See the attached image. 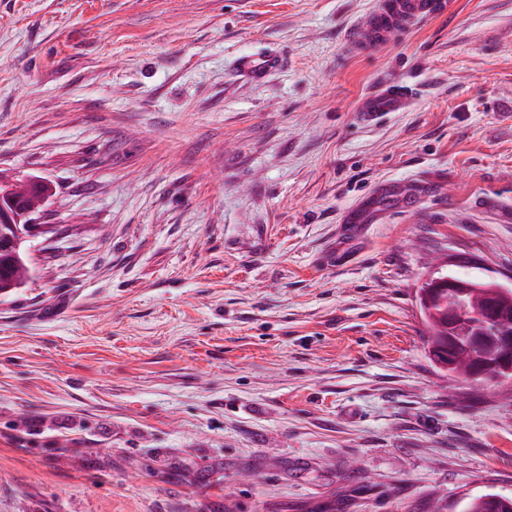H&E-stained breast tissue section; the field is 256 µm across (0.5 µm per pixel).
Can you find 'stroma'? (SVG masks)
<instances>
[{"mask_svg": "<svg viewBox=\"0 0 512 512\" xmlns=\"http://www.w3.org/2000/svg\"><path fill=\"white\" fill-rule=\"evenodd\" d=\"M374 2L0 0V176L50 186L0 300V512L512 496V387L447 395L415 302L434 256L512 283V0L349 56ZM384 78L412 104L364 121Z\"/></svg>", "mask_w": 512, "mask_h": 512, "instance_id": "1", "label": "stroma"}]
</instances>
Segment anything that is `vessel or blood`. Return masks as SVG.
I'll return each mask as SVG.
<instances>
[{"label": "vessel or blood", "instance_id": "1", "mask_svg": "<svg viewBox=\"0 0 512 512\" xmlns=\"http://www.w3.org/2000/svg\"><path fill=\"white\" fill-rule=\"evenodd\" d=\"M440 7L439 0H376L365 24L349 40L347 51L355 57L366 56L395 41L419 20L436 14ZM408 104L404 84L395 82L364 97L358 110L367 120L374 121L386 113L401 111Z\"/></svg>", "mask_w": 512, "mask_h": 512}]
</instances>
